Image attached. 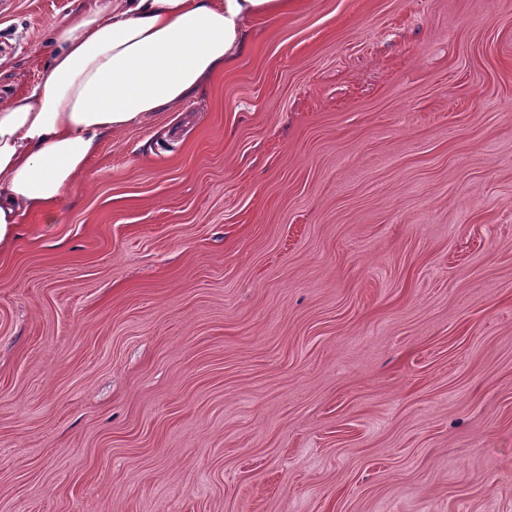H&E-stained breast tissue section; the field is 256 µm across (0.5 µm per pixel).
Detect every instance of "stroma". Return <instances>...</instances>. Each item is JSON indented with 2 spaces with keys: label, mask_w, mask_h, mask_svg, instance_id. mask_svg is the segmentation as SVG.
I'll return each instance as SVG.
<instances>
[{
  "label": "stroma",
  "mask_w": 512,
  "mask_h": 512,
  "mask_svg": "<svg viewBox=\"0 0 512 512\" xmlns=\"http://www.w3.org/2000/svg\"><path fill=\"white\" fill-rule=\"evenodd\" d=\"M251 34L0 247V512H512V0Z\"/></svg>",
  "instance_id": "stroma-1"
}]
</instances>
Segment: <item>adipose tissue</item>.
I'll return each instance as SVG.
<instances>
[{
    "mask_svg": "<svg viewBox=\"0 0 512 512\" xmlns=\"http://www.w3.org/2000/svg\"><path fill=\"white\" fill-rule=\"evenodd\" d=\"M297 0H81L53 27L51 61L0 102V243L51 219L106 137L177 110L249 45L250 24Z\"/></svg>",
    "mask_w": 512,
    "mask_h": 512,
    "instance_id": "1",
    "label": "adipose tissue"
}]
</instances>
